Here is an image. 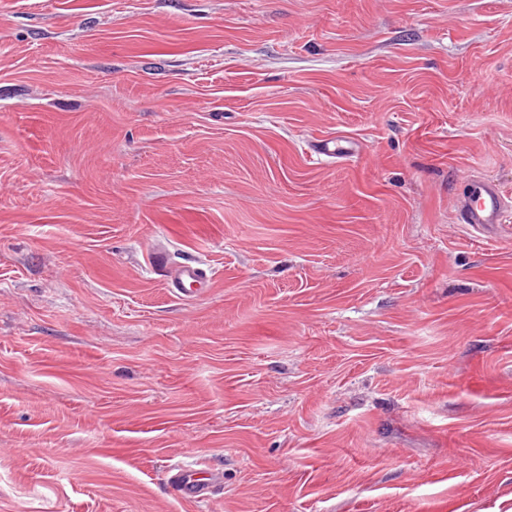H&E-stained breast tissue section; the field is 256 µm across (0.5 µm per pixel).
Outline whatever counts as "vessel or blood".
<instances>
[{
  "label": "vessel or blood",
  "mask_w": 512,
  "mask_h": 512,
  "mask_svg": "<svg viewBox=\"0 0 512 512\" xmlns=\"http://www.w3.org/2000/svg\"><path fill=\"white\" fill-rule=\"evenodd\" d=\"M464 188V193L460 194L457 201L459 223L480 229L503 223L507 213L512 211V199L494 180L471 178L465 182ZM152 261L154 268L166 277L172 294L182 299L190 297L192 288H204L211 280L199 264L170 267L167 255L162 250L154 253ZM168 482L178 498L200 504L213 499L216 491L224 484V474L188 463L172 468Z\"/></svg>",
  "instance_id": "1"
}]
</instances>
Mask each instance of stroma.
Segmentation results:
<instances>
[{
  "label": "stroma",
  "instance_id": "stroma-1",
  "mask_svg": "<svg viewBox=\"0 0 512 512\" xmlns=\"http://www.w3.org/2000/svg\"><path fill=\"white\" fill-rule=\"evenodd\" d=\"M475 177L512 196V0H0V512H512ZM152 261L153 267L162 272L167 278L171 293L180 299L190 297L192 293L207 286L211 280V276L200 264H184L171 268L164 250L156 251L153 254ZM187 285L189 288H187ZM199 466L198 463H188L168 472L169 485L181 500L208 503L224 485V472Z\"/></svg>",
  "mask_w": 512,
  "mask_h": 512
}]
</instances>
